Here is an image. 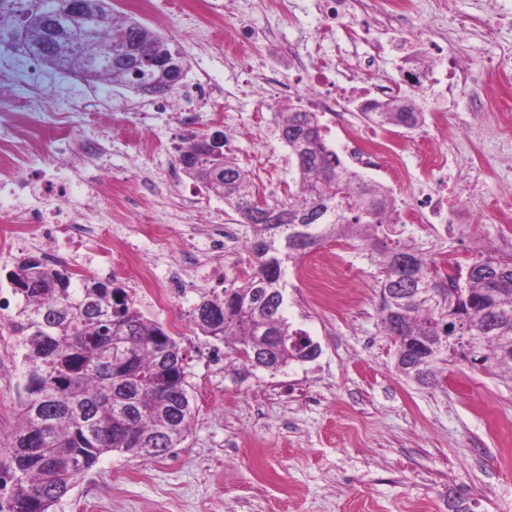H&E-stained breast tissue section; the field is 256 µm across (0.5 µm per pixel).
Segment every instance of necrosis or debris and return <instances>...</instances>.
Returning <instances> with one entry per match:
<instances>
[{"label": "necrosis or debris", "mask_w": 512, "mask_h": 512, "mask_svg": "<svg viewBox=\"0 0 512 512\" xmlns=\"http://www.w3.org/2000/svg\"><path fill=\"white\" fill-rule=\"evenodd\" d=\"M321 31L309 48L289 49L292 68L303 79L276 91L267 111L256 113L252 121L258 130L273 132L272 115L281 110H297L301 105L328 115L333 136L330 150L340 153L349 166L372 177L394 174L395 196L400 224H467L473 209L496 216L501 223L512 222V179L504 178L500 193L486 196L477 185L456 178L463 152L451 132V119L440 109V101L459 92H468L477 109L494 105L508 116L502 125L504 139H512V98L503 92L486 90L489 61L464 52L447 53L445 39L439 32L441 16L437 0H422L418 12H411L408 0H316ZM374 28L405 29V36L391 49L397 52L398 78L387 83L375 80L381 62L380 52L360 51L359 45ZM418 94L422 103H434L429 120L416 128L412 136L376 121L354 125L349 120L353 107H372L397 96L401 91ZM200 113H183L178 102H171L164 112H127L123 120L129 131L123 143V155L140 151L145 140L157 136L161 124L177 120L188 124L199 121ZM414 153L415 165H407L406 153ZM106 154L103 139L87 137L83 160L92 162L90 170L72 165L69 171L44 170L32 179H12L0 185V195L19 200L52 188L56 200L47 209L36 207L17 211L10 227V237L18 242L41 245L49 266L73 261L75 274L88 271L111 234L96 207L70 209L67 201L82 189L97 190L112 181V170L102 162Z\"/></svg>", "instance_id": "necrosis-or-debris-1"}]
</instances>
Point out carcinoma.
<instances>
[{
    "mask_svg": "<svg viewBox=\"0 0 512 512\" xmlns=\"http://www.w3.org/2000/svg\"><path fill=\"white\" fill-rule=\"evenodd\" d=\"M60 0H42L20 29V38L44 64L92 84L102 78L135 93L144 84L174 95L153 67L129 70L126 43L145 48L164 41L138 19L110 13L91 24L72 20L63 39L44 44L35 16L53 13ZM417 96L380 104L376 120L390 126L422 122ZM320 114L289 112L281 139L294 159L298 197L288 203L256 200L249 172L224 154L182 171L224 199V205L253 225L252 271L239 285L203 291L192 311L199 332L231 345L250 365L274 374L310 360L321 345L290 320L285 275L310 251L338 235L370 240L395 218L392 190L366 184L327 150ZM378 320L396 348L395 367L408 379L437 385L448 359L461 356L492 371L512 375V258L480 255L452 273L405 241L383 245ZM20 296L11 322L21 355L19 423L0 455V512H51L67 485L111 452L146 460L166 455L183 442L195 418L185 354L165 326L146 316L129 292L112 280L76 281L64 267L37 256L21 258L9 272Z\"/></svg>",
    "mask_w": 512,
    "mask_h": 512,
    "instance_id": "carcinoma-1",
    "label": "carcinoma"
}]
</instances>
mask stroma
I'll use <instances>...</instances> for the list:
<instances>
[{
    "instance_id": "1",
    "label": "stroma",
    "mask_w": 512,
    "mask_h": 512,
    "mask_svg": "<svg viewBox=\"0 0 512 512\" xmlns=\"http://www.w3.org/2000/svg\"><path fill=\"white\" fill-rule=\"evenodd\" d=\"M153 3L138 10L134 0H112L117 15L135 14L179 43L189 74L209 66L217 38L203 39L199 29L183 25L176 0ZM288 3L295 18L280 27L271 0H224L226 24L249 25L255 34L229 65L216 69L224 91L240 94L248 71L281 65L277 47L303 46L316 36L320 19L311 0ZM444 3L449 48H462L458 21L478 9L498 20L500 42L475 48V55L494 60L501 46H512V0ZM18 23V16L0 14V137L31 142L29 171L55 162L50 115L68 111L71 101L96 100L113 140L122 136L112 123L114 108L141 112L161 105V98L90 86L37 60L28 75L13 73L9 62L25 54ZM448 111L460 138L477 154L512 166V146L496 137L503 121L499 108L476 118L469 96L460 95ZM151 166L146 156L134 166L115 160L113 181L130 204L100 262L108 269L183 263L181 297L165 309L147 302L141 309L166 325L180 320L173 337L186 355L196 418L187 438L163 457L103 456L77 477L53 512H448L452 491L463 494L473 512H512V377L459 359L448 363L438 387L402 377L394 366L395 347L378 326L377 246L342 236L315 249L319 259L350 274L328 304L315 299L313 287L288 281L291 316L320 343L318 359L272 374L227 347L222 365H214L210 352L216 344L194 328L190 313L201 283L218 291L232 287L254 265L255 230L187 177L177 160H170V176L156 193H145L140 174ZM185 194L193 198L183 219L194 227V242L186 243L182 224H175L165 250H156L146 225L166 223L169 207ZM219 219L238 228V254H210L208 230ZM404 239L430 257L463 260L483 241L495 243L497 257H512V223L487 216L446 230L422 224Z\"/></svg>"
}]
</instances>
